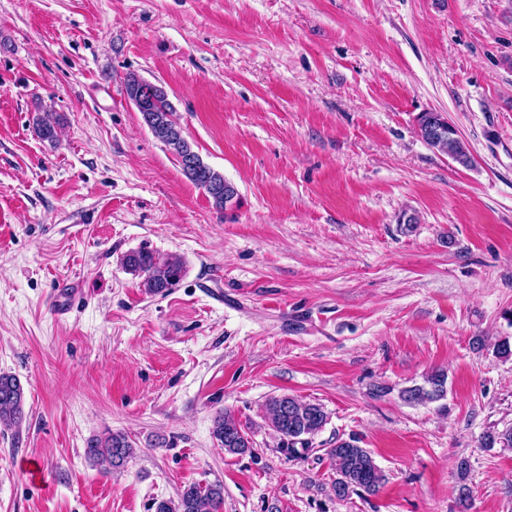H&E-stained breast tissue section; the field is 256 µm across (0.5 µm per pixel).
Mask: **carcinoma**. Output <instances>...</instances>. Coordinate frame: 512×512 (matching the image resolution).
I'll return each mask as SVG.
<instances>
[{"mask_svg":"<svg viewBox=\"0 0 512 512\" xmlns=\"http://www.w3.org/2000/svg\"><path fill=\"white\" fill-rule=\"evenodd\" d=\"M143 120L153 136L162 142L177 157L193 152L191 144L175 118V110L163 93L153 112L142 113ZM419 129L425 142L437 152L450 157L457 164L467 167L471 156L457 132L450 126L435 135H430L434 125V113L422 112L417 117ZM35 130L42 140L53 142L57 138V121L46 112L36 117ZM195 174L188 179L202 188L213 205L222 209L238 196L235 186L224 175L201 157H196ZM124 267L130 273L143 277L145 293L163 295L180 281L184 267L175 255H160L149 250L132 251L124 256ZM446 376L442 371L428 375L425 384L403 391L409 402H435L445 395ZM269 427L277 434V447L289 459H300L312 451L314 437L322 431L328 421L323 406L304 402L294 396L272 397L267 402ZM25 418L24 390L19 379L11 374L0 373V426L20 429ZM212 435L217 445L231 455H253L249 433L228 411L218 412L213 419ZM481 447L512 450V426L498 429L489 427L481 437ZM134 453L133 444L123 432L108 431L87 442L86 458L93 465L106 464L113 469L122 467ZM336 478L332 490L336 497L347 498L353 494L373 495L385 481V476L370 450L359 445L355 437L336 440V447L327 449ZM470 464L466 459L457 463V506L459 512H468L471 489L468 485ZM224 504V485L210 483L202 485L192 482L181 490L175 501H160L156 512H220Z\"/></svg>","mask_w":512,"mask_h":512,"instance_id":"cac0c4a2","label":"carcinoma"}]
</instances>
